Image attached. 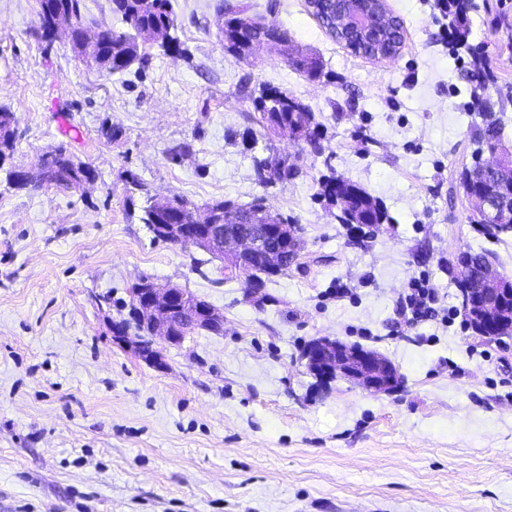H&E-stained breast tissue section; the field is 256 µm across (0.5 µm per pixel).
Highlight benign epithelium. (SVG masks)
Returning <instances> with one entry per match:
<instances>
[{
	"mask_svg": "<svg viewBox=\"0 0 512 512\" xmlns=\"http://www.w3.org/2000/svg\"><path fill=\"white\" fill-rule=\"evenodd\" d=\"M345 4L343 27L351 28L360 41L371 43L381 32L392 25V16L380 7L385 0H342ZM54 32L64 31L69 41L80 40L92 47L96 38L86 32H75L68 16L54 18ZM490 155L493 161L482 158L477 166L496 176L504 174L508 162L507 152L494 148ZM472 216L482 221H491L512 232V195L502 193L482 202ZM293 224H253L228 226L214 222L210 211L197 224H159L157 234L161 238L175 240L210 254L225 262V267L247 276L249 287L260 286L254 276L255 268L273 274L279 273L290 260L297 259L302 240ZM260 265H255V262ZM464 267L470 278L477 283L468 294L470 307L479 315L481 332L486 338H498V334L512 323L504 312L503 297L512 296V285L485 260L468 255ZM130 311L147 331L146 339L125 333L117 324L112 325L114 341L128 346L155 365H162V354L158 345H176L182 342L173 327L174 321L183 322L184 327L208 332L224 331V313L209 303L188 301L185 290L172 284L161 285L154 281L144 282L141 288L131 291ZM306 366L321 378H341L357 388L372 394H385L395 389L396 371L384 357L367 350L346 345L336 339L320 337L304 348L302 355Z\"/></svg>",
	"mask_w": 512,
	"mask_h": 512,
	"instance_id": "obj_1",
	"label": "benign epithelium"
}]
</instances>
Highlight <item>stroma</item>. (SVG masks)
Listing matches in <instances>:
<instances>
[{"label":"stroma","mask_w":512,"mask_h":512,"mask_svg":"<svg viewBox=\"0 0 512 512\" xmlns=\"http://www.w3.org/2000/svg\"><path fill=\"white\" fill-rule=\"evenodd\" d=\"M245 2L292 49L324 62L310 80L261 49L220 41V0H173L179 51L109 75L65 37L41 36L38 0H0V106L16 116L0 164V512H512V335L463 318L406 326L400 305L426 274L458 309L457 257L487 252L512 278V233L476 232L459 173L470 163L471 50L496 77L486 94L512 149V0H474L466 46L433 0H387L403 23L398 56L351 53L307 0ZM291 92L322 132V154L260 138L244 90ZM114 126L117 138L103 127ZM63 145L91 166L81 189L10 187ZM297 163L259 182L255 159ZM352 180L391 217L356 239L317 198L327 174ZM201 207L262 198L301 228L286 274L259 292L225 279L203 251L155 240L149 197ZM175 284L224 313L162 366L112 337L140 279ZM351 297L337 300L338 289ZM358 344L403 377L389 395L319 385L300 357L313 338Z\"/></svg>","instance_id":"obj_1"}]
</instances>
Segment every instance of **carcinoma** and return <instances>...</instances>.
Returning a JSON list of instances; mask_svg holds the SVG:
<instances>
[{
	"instance_id": "cac0c4a2",
	"label": "carcinoma",
	"mask_w": 512,
	"mask_h": 512,
	"mask_svg": "<svg viewBox=\"0 0 512 512\" xmlns=\"http://www.w3.org/2000/svg\"><path fill=\"white\" fill-rule=\"evenodd\" d=\"M449 26L453 28L454 40L458 44L467 41L468 28L466 14L473 8V0H447ZM59 11L67 13L75 30L89 29L96 22L84 13L83 0H39V22L42 37L51 41L49 19ZM227 18L222 37L229 40L224 50L239 58L249 56L245 42L256 35V31L243 32L231 27L240 15L246 12V5L241 3L225 8ZM112 13L119 16L129 26L127 31L100 27L97 30V46L90 56L95 66L108 74L122 73L140 57V41L144 36L158 30L172 31L176 27L175 12L172 0H112ZM274 42L269 50L279 54H288V37L278 26L270 30ZM288 65L301 75L315 80L321 76L323 63L313 53L299 51L288 60ZM475 106L471 114L470 129L473 133L472 160H477L480 153L487 147L502 142L505 137L506 123L503 117L496 116L494 103L488 97L474 94ZM255 110L260 114L259 122L264 129L273 123L288 122L289 127L296 128V134L303 138L311 152L321 153L320 134L316 132L317 123L305 105L293 94L283 98L270 99L261 94L253 100ZM15 119V114L7 109H0V160L6 158L12 150L13 135L8 133V126ZM39 166L47 177L46 185L66 189H76L80 181V165L73 160L67 149L59 145L40 158ZM257 170L268 171L270 175L265 182L287 180L295 175L294 166L285 164L268 165L258 163ZM319 196L327 205L336 208V222L348 223V218L357 216L365 224H386L391 217L381 203L372 197L360 185L336 176L328 177L320 182ZM216 212L215 218L223 224H247L251 216L262 210L261 200L255 199L247 204H239L230 199H217L208 204ZM142 223L150 231L155 225L168 224L171 217L156 211L153 199L147 198L142 206Z\"/></svg>"
}]
</instances>
